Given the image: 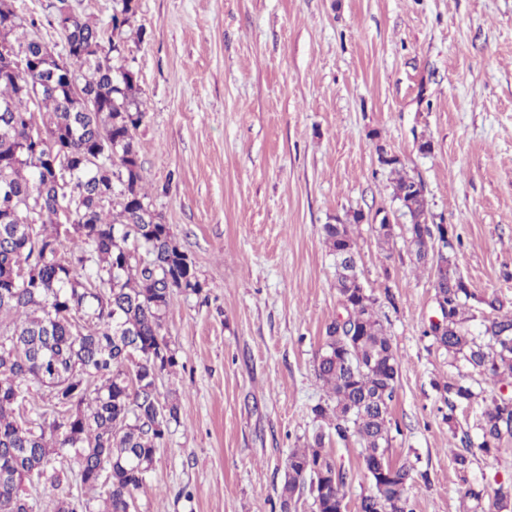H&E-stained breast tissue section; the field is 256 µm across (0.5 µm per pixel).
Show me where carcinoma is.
I'll list each match as a JSON object with an SVG mask.
<instances>
[{
  "instance_id": "cac0c4a2",
  "label": "carcinoma",
  "mask_w": 512,
  "mask_h": 512,
  "mask_svg": "<svg viewBox=\"0 0 512 512\" xmlns=\"http://www.w3.org/2000/svg\"><path fill=\"white\" fill-rule=\"evenodd\" d=\"M135 13L134 0H119L107 28L72 11L63 28L54 9L47 23L66 42L59 54L36 19L0 0V50L13 53L0 54V512H32L20 491L25 481L52 496L55 512H133L134 493L179 420V405L157 386L177 365L164 320L174 294H197L202 284L144 189L135 133L146 112L123 37ZM44 109L50 121L41 124ZM389 167L409 235L422 245L435 238L447 255L433 288L435 302L448 304V330L428 332L433 344L469 372L512 379V309L496 298L480 300L481 309L470 304L474 293L456 267L448 230L430 223L426 200L398 197L416 180L399 160ZM323 233L332 253L357 251L350 225L325 224ZM336 289L347 315L326 326L314 366L333 401L313 408L328 430L288 454L282 512L306 493L313 512H336L350 475L325 451L331 435L360 445L373 488L394 487L389 497L362 496L359 512H412L407 487L426 475L386 457L401 358L377 298L347 287L339 274ZM31 382L49 389L51 403L35 418L20 413ZM436 387L450 422L457 406L481 395L464 374ZM509 437L512 391L501 387L485 404L477 447L493 454ZM62 448L73 453L86 489L108 472L99 508L91 498L58 496ZM452 460L464 512H478L487 497L498 512L512 508V486L490 495L468 481L466 453Z\"/></svg>"
}]
</instances>
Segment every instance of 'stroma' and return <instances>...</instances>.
Returning <instances> with one entry per match:
<instances>
[{
    "instance_id": "obj_1",
    "label": "stroma",
    "mask_w": 512,
    "mask_h": 512,
    "mask_svg": "<svg viewBox=\"0 0 512 512\" xmlns=\"http://www.w3.org/2000/svg\"><path fill=\"white\" fill-rule=\"evenodd\" d=\"M135 3L125 38L146 190L203 285L165 319L178 364L157 385L180 421L137 512H281L285 460L321 426L313 407L331 405L314 361L344 309L322 228L357 212L360 277L402 357L387 455L427 476L408 487L413 512H460L467 480L512 485V438L473 449L467 479L454 469V436L481 409L449 410L436 389L457 370L426 334L432 278L379 161L398 155L424 185L477 296L512 306V0ZM386 214L384 245L373 221ZM325 449L358 512L359 444Z\"/></svg>"
}]
</instances>
